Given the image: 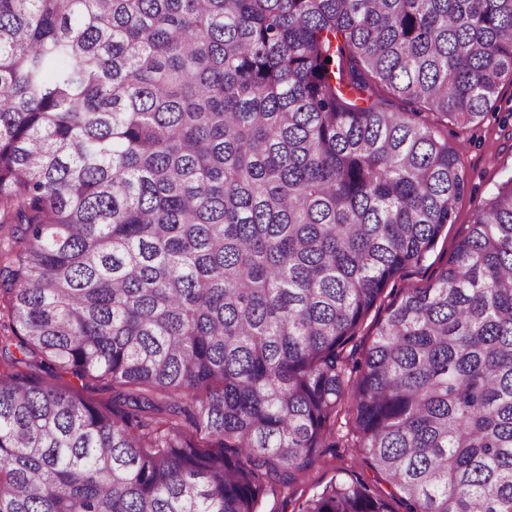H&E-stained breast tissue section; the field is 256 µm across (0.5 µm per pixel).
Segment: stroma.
I'll return each mask as SVG.
<instances>
[{"label": "stroma", "mask_w": 512, "mask_h": 512, "mask_svg": "<svg viewBox=\"0 0 512 512\" xmlns=\"http://www.w3.org/2000/svg\"><path fill=\"white\" fill-rule=\"evenodd\" d=\"M437 133L450 144L460 146L461 168L466 176L467 188L458 203L453 224L447 225L437 247L425 268L401 273L391 281L381 300L367 317L358 333L357 341L370 343L376 325L386 315V308L400 289L421 287L442 269L460 238L471 224L477 206L487 198L506 177L512 175V83L503 82L498 98L488 108L484 118L461 127L440 121L436 114H428ZM349 472L376 484L387 498H394L396 490L385 477L372 467L368 454L359 448H338L327 451L313 469L290 487L279 485L268 489L262 512H295L300 500L319 486Z\"/></svg>", "instance_id": "1"}]
</instances>
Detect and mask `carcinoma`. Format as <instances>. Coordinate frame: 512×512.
Wrapping results in <instances>:
<instances>
[{
	"mask_svg": "<svg viewBox=\"0 0 512 512\" xmlns=\"http://www.w3.org/2000/svg\"><path fill=\"white\" fill-rule=\"evenodd\" d=\"M505 80L512 0H0V512H260L341 418L406 512H512V176L347 352L466 190L421 111ZM54 374V373H53ZM54 379L61 383L72 386L79 390L84 396L95 401L105 402L112 398V386L103 382L93 380H80L70 374H54Z\"/></svg>",
	"mask_w": 512,
	"mask_h": 512,
	"instance_id": "carcinoma-1",
	"label": "carcinoma"
}]
</instances>
